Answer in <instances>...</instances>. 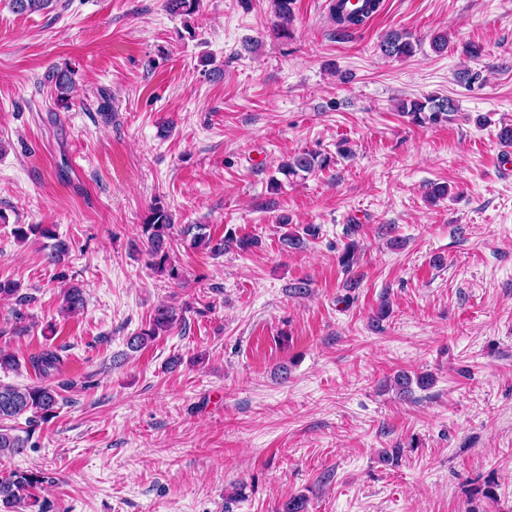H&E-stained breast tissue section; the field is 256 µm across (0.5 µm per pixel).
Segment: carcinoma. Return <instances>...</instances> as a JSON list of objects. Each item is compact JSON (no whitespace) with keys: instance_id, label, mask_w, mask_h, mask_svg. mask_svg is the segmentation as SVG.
I'll list each match as a JSON object with an SVG mask.
<instances>
[{"instance_id":"obj_1","label":"carcinoma","mask_w":512,"mask_h":512,"mask_svg":"<svg viewBox=\"0 0 512 512\" xmlns=\"http://www.w3.org/2000/svg\"><path fill=\"white\" fill-rule=\"evenodd\" d=\"M52 0H11L12 10L17 14L34 13L47 9ZM200 0H166V8L172 14L191 15L199 7ZM275 12L280 20L276 25V34L282 38L291 36L288 24L292 17V0H273ZM344 4L331 8V18L336 23V32L346 34L349 28L360 26L368 15L377 10L379 0H365L364 8L345 13ZM383 55L388 57H410L414 53V41L411 35L394 33L387 36L380 44ZM45 82L51 87L58 107L67 108L71 100L73 80L71 72L62 68H51L45 74ZM401 111L412 117L416 123L437 122L448 114L456 111L455 104L450 98H430L427 102L413 101L401 104ZM331 157L316 152L297 153L286 158L278 167V173L285 180L305 178L316 170L330 166ZM142 235L146 238L148 255L154 264L163 268L170 259L169 250L172 242L174 221L168 208L160 200L154 201L141 225ZM14 235L21 241L30 236H37L54 241L46 260L50 264H58L68 253V246L62 241L55 240L52 229L42 224H19L14 229ZM184 236L190 238V247L204 249L218 255L228 250L247 252L257 246L258 239L252 236H239L228 230L224 237L216 240L207 232L205 224H190L184 229ZM65 310L77 313L84 308L83 290L70 287L64 291ZM180 320L176 309L168 305L157 306L149 317L148 328L129 341L130 348L139 349L148 341L169 331ZM28 362L40 378L45 380L41 385L25 388L0 385V421H12L26 416V421L34 424L56 417L60 402V390L69 386L67 382L52 385L49 380L59 374L61 356L50 348L42 349L29 356ZM433 383L429 374H420L411 378L405 373L394 376L391 381L394 389L400 394L411 392L412 385L422 390ZM30 436H21L13 426L0 427V456L12 457L25 451ZM55 476L47 470H14L6 476H0V509L4 512H46L48 505L39 500L32 490L51 486Z\"/></svg>"}]
</instances>
